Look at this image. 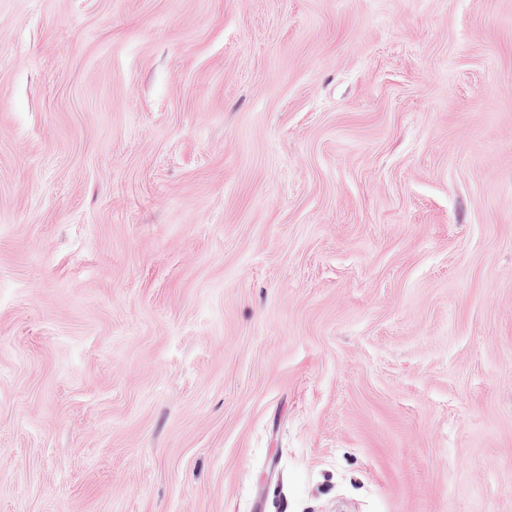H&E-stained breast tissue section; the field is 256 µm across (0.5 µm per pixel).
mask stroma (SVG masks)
Listing matches in <instances>:
<instances>
[{"label":"stroma","mask_w":512,"mask_h":512,"mask_svg":"<svg viewBox=\"0 0 512 512\" xmlns=\"http://www.w3.org/2000/svg\"><path fill=\"white\" fill-rule=\"evenodd\" d=\"M0 512H512V0H0Z\"/></svg>","instance_id":"stroma-1"}]
</instances>
